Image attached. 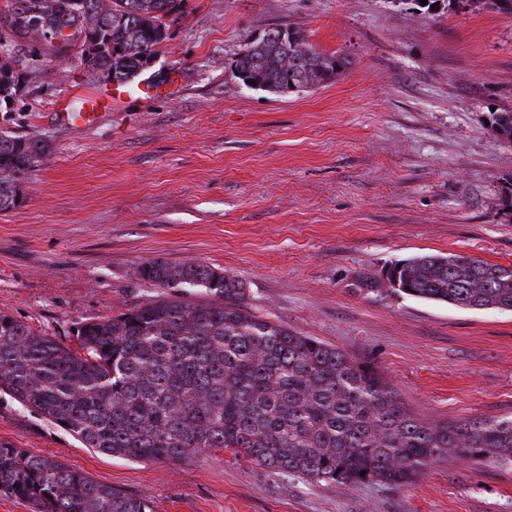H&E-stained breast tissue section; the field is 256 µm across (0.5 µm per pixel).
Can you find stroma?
<instances>
[{
  "instance_id": "35a3bbf8",
  "label": "stroma",
  "mask_w": 512,
  "mask_h": 512,
  "mask_svg": "<svg viewBox=\"0 0 512 512\" xmlns=\"http://www.w3.org/2000/svg\"><path fill=\"white\" fill-rule=\"evenodd\" d=\"M141 95L90 130L59 103L106 85L48 51L0 127L47 138L48 161L0 212V310L74 345L80 323L160 296L164 257L243 280L258 316L375 367L434 426L512 417V311L365 289L392 263L460 254L512 267V16L412 0H182ZM295 26L351 65L288 94L231 70L264 31ZM145 496L153 512H512V465L430 464L404 486L343 487L217 451L181 465L84 447L0 391V446Z\"/></svg>"
}]
</instances>
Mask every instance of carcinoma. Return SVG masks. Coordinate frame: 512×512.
<instances>
[{"instance_id": "1", "label": "carcinoma", "mask_w": 512, "mask_h": 512, "mask_svg": "<svg viewBox=\"0 0 512 512\" xmlns=\"http://www.w3.org/2000/svg\"><path fill=\"white\" fill-rule=\"evenodd\" d=\"M469 2L512 16V0ZM178 0H11L0 23L11 38L44 28L72 30L80 62L118 81L168 38L165 19ZM42 50L13 54L18 65L0 76L21 84L46 61ZM350 62L319 51L296 27L273 28L235 60L242 84L278 93L334 78ZM492 126L512 144V112ZM53 151L49 140L0 128V211L23 200L22 186ZM139 276L166 294L115 316L87 320L77 347L64 346L0 310V388L73 435L84 447L136 461L183 463L217 450L244 456L276 473L349 487L402 486L449 453L480 464L512 463V419L433 428L407 409L368 363L251 313L244 282L199 262H146ZM388 279L396 292L466 309L512 310V268L463 255L399 260ZM197 290L209 300L182 299ZM0 496L30 512H152L130 496L62 461L0 446Z\"/></svg>"}]
</instances>
